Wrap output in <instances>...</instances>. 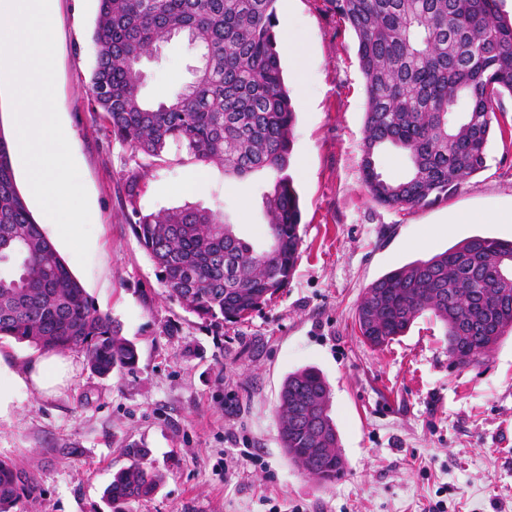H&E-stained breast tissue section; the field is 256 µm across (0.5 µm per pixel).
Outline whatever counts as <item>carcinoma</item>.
Here are the masks:
<instances>
[{
	"mask_svg": "<svg viewBox=\"0 0 512 512\" xmlns=\"http://www.w3.org/2000/svg\"><path fill=\"white\" fill-rule=\"evenodd\" d=\"M501 0H329L355 36L365 78L363 181L375 203L433 204L486 167L495 112L512 97V17ZM276 0H99L87 95L112 137L161 162L170 147L244 177L276 174L266 195L268 248L257 251L222 216L183 206L141 215L132 230L169 296L210 327L245 321L288 286L299 258L300 198L286 173L295 109L277 45ZM183 32L199 56L195 79L145 102L141 61ZM403 151L404 177L377 171L379 152ZM428 315L461 365L483 360L512 334V241L472 236L373 282L356 310L363 342L389 344ZM0 336L44 350H81L106 378L138 362L48 242L16 184L0 131ZM280 438L292 462L323 482L344 474L330 390L308 367L285 379ZM104 496L113 512L152 496L162 476L148 452L127 447ZM39 495L33 475L0 459V512Z\"/></svg>",
	"mask_w": 512,
	"mask_h": 512,
	"instance_id": "cac0c4a2",
	"label": "carcinoma"
}]
</instances>
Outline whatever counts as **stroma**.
I'll use <instances>...</instances> for the list:
<instances>
[{
  "label": "stroma",
  "instance_id": "obj_1",
  "mask_svg": "<svg viewBox=\"0 0 512 512\" xmlns=\"http://www.w3.org/2000/svg\"><path fill=\"white\" fill-rule=\"evenodd\" d=\"M54 9L56 107L98 222L87 266L60 253L139 361L102 378L72 350L73 383L25 400L21 416L0 426V459L40 488L21 512H110L103 492L133 441L149 448L163 481L127 512H430L438 503L445 512H512V336L460 366L428 317L382 349L363 343L354 319L368 286L404 263L475 234L512 240V223L451 221L459 211L512 209V98L486 169L454 195L424 207L377 205L360 170L366 100L356 40L327 0H277L304 39L300 60L278 45L297 100L288 172L302 203L299 259L287 288L217 331L169 297L132 226L140 213L197 205L267 246L272 174L229 176L175 149L153 165L113 138L86 95L98 2L55 0ZM197 64L186 38L163 43L160 60L143 63L144 99L169 96ZM135 170L143 180L132 206L126 179ZM195 180L199 193L184 194ZM309 366L331 388L346 463L329 483L299 469L280 439L283 381Z\"/></svg>",
  "mask_w": 512,
  "mask_h": 512
}]
</instances>
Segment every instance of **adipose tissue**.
I'll return each instance as SVG.
<instances>
[{
    "label": "adipose tissue",
    "instance_id": "adipose-tissue-1",
    "mask_svg": "<svg viewBox=\"0 0 512 512\" xmlns=\"http://www.w3.org/2000/svg\"><path fill=\"white\" fill-rule=\"evenodd\" d=\"M75 374L73 358L62 352H47L24 361L0 353V425L12 424L27 398L60 393Z\"/></svg>",
    "mask_w": 512,
    "mask_h": 512
}]
</instances>
